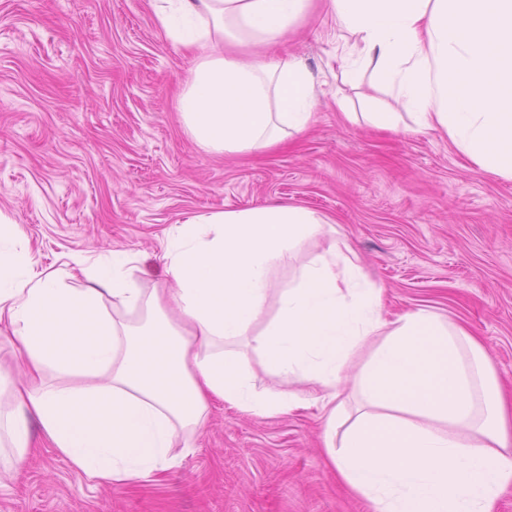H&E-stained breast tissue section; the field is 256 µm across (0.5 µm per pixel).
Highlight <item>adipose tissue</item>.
<instances>
[{
  "label": "adipose tissue",
  "mask_w": 512,
  "mask_h": 512,
  "mask_svg": "<svg viewBox=\"0 0 512 512\" xmlns=\"http://www.w3.org/2000/svg\"><path fill=\"white\" fill-rule=\"evenodd\" d=\"M195 51L177 98L202 150L277 149L303 133L317 91L306 65L269 55L312 0H150ZM369 74L416 133L448 137L512 179V0H327ZM166 292L140 288L112 250L77 271H39L0 219V475L30 455L28 418L78 472L112 488L175 468L214 402L262 418L317 408L340 480L371 512H494L512 486V401L472 330L384 290L330 218L265 205L171 225ZM144 315V326L124 314ZM267 383H260L259 374Z\"/></svg>",
  "instance_id": "1"
}]
</instances>
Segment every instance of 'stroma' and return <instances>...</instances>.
Wrapping results in <instances>:
<instances>
[{
	"mask_svg": "<svg viewBox=\"0 0 512 512\" xmlns=\"http://www.w3.org/2000/svg\"><path fill=\"white\" fill-rule=\"evenodd\" d=\"M336 23L312 10L279 54L301 58L319 103L277 151L224 156L184 133L189 61L148 0H0V215L36 269L129 252L141 287L172 284L164 232L193 215L300 205L333 220L393 313L426 307L467 324L512 389V179L471 165L437 132L392 133L350 111L398 104L339 67ZM37 450L0 478V512H369L321 446L318 410L259 418L217 405L196 449L160 482L115 489Z\"/></svg>",
	"mask_w": 512,
	"mask_h": 512,
	"instance_id": "obj_1",
	"label": "stroma"
}]
</instances>
